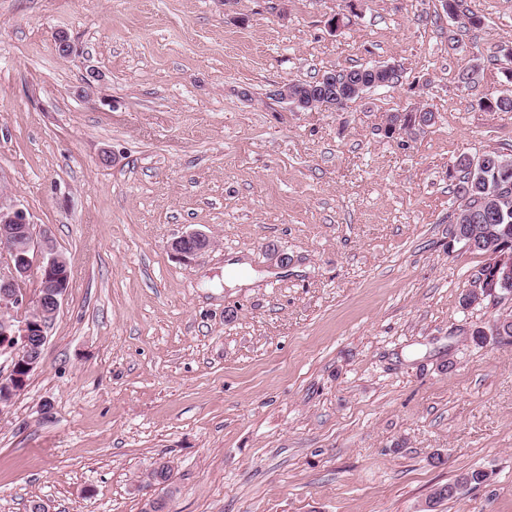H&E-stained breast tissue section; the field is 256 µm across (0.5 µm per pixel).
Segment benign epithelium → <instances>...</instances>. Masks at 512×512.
I'll use <instances>...</instances> for the list:
<instances>
[{"label": "benign epithelium", "instance_id": "benign-epithelium-1", "mask_svg": "<svg viewBox=\"0 0 512 512\" xmlns=\"http://www.w3.org/2000/svg\"><path fill=\"white\" fill-rule=\"evenodd\" d=\"M471 168L491 164L504 175L512 173V157L470 158ZM503 233L485 237L462 228L453 233L470 250H483L489 270L470 289L466 307L481 303L489 294L512 293V236ZM213 245L202 231H192L173 240L178 255L197 256ZM71 271L65 257L54 247L49 230L36 231L26 211L9 198L0 185V356L11 363L0 377V416L27 386V376L41 366L47 331L66 294Z\"/></svg>", "mask_w": 512, "mask_h": 512}]
</instances>
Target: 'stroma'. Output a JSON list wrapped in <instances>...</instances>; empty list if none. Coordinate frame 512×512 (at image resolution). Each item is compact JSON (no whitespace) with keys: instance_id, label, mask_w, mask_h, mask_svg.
Returning <instances> with one entry per match:
<instances>
[{"instance_id":"35a3bbf8","label":"stroma","mask_w":512,"mask_h":512,"mask_svg":"<svg viewBox=\"0 0 512 512\" xmlns=\"http://www.w3.org/2000/svg\"><path fill=\"white\" fill-rule=\"evenodd\" d=\"M466 4L480 28L441 0H0V184L71 270L0 416V512H142L158 459L167 512H422L472 468L435 512H512V296L463 308L487 258L452 238L456 158L512 155L481 106L512 93V0ZM379 63L398 82L337 111L273 94ZM211 237L202 231H192L173 240L171 249L181 257L197 256L213 245ZM490 475L488 472L482 469H471L464 473H462L459 478L453 483H447L440 485L437 487L434 492L431 494V498L428 500L430 502H434L435 504H439L446 500H452L457 498V495H454L449 492V488L453 485H457L459 483L469 484L470 488H477L478 486L484 484L488 481Z\"/></svg>"}]
</instances>
